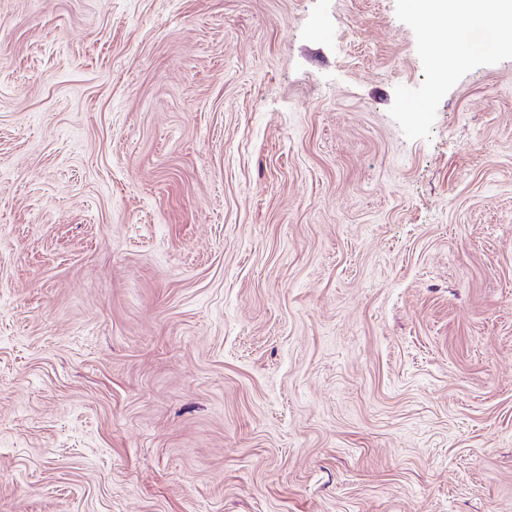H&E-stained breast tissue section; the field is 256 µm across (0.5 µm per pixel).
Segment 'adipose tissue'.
<instances>
[{"label": "adipose tissue", "instance_id": "adipose-tissue-1", "mask_svg": "<svg viewBox=\"0 0 512 512\" xmlns=\"http://www.w3.org/2000/svg\"><path fill=\"white\" fill-rule=\"evenodd\" d=\"M408 6L423 25L453 28L461 40L480 16L500 25L512 23V0H408Z\"/></svg>", "mask_w": 512, "mask_h": 512}]
</instances>
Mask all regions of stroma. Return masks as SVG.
<instances>
[{
	"label": "stroma",
	"mask_w": 512,
	"mask_h": 512,
	"mask_svg": "<svg viewBox=\"0 0 512 512\" xmlns=\"http://www.w3.org/2000/svg\"><path fill=\"white\" fill-rule=\"evenodd\" d=\"M434 36L0 0V512H512V51ZM432 56L438 81L447 79L452 68L456 66L461 59V54L457 50V43L434 44L432 47Z\"/></svg>",
	"instance_id": "obj_1"
}]
</instances>
